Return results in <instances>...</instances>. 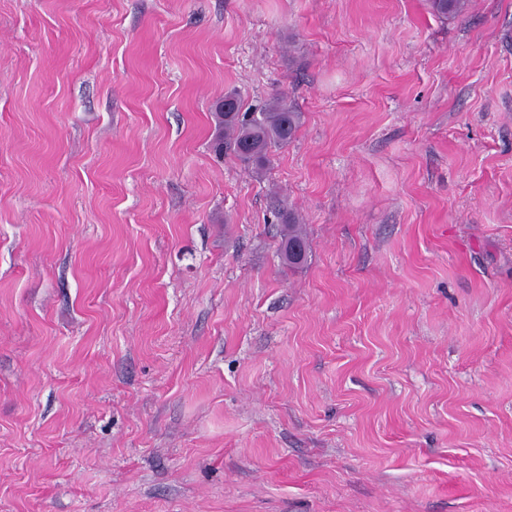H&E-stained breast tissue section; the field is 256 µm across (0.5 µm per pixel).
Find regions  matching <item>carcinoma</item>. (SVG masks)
<instances>
[{
	"label": "carcinoma",
	"mask_w": 512,
	"mask_h": 512,
	"mask_svg": "<svg viewBox=\"0 0 512 512\" xmlns=\"http://www.w3.org/2000/svg\"><path fill=\"white\" fill-rule=\"evenodd\" d=\"M432 13L438 17H456L469 7V0H428ZM232 107L217 110L219 126L224 128V140L218 143L219 150H227L244 163L251 172L261 173L270 163V152L274 147L288 145L300 126V113L288 105L286 98L276 95L257 112L242 111L241 100L235 94ZM280 256L285 264L298 267L307 262L308 242L292 211L281 213ZM297 244L301 260L291 262L285 256L290 244Z\"/></svg>",
	"instance_id": "obj_1"
}]
</instances>
